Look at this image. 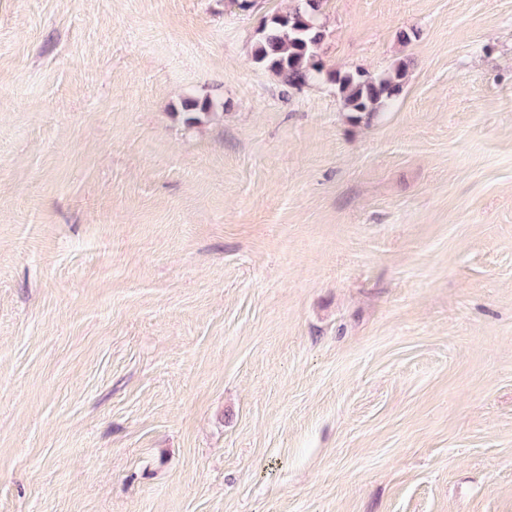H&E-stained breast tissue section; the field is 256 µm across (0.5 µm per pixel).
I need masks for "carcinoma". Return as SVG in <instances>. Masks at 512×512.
I'll return each instance as SVG.
<instances>
[{"label":"carcinoma","mask_w":512,"mask_h":512,"mask_svg":"<svg viewBox=\"0 0 512 512\" xmlns=\"http://www.w3.org/2000/svg\"><path fill=\"white\" fill-rule=\"evenodd\" d=\"M324 0H297L285 14L266 20L258 30L252 57L256 64L273 72L289 88L308 84L322 73L319 50L325 38L320 23ZM409 63L401 60L380 74L363 70L328 73L349 118L370 123L403 92ZM208 99L185 101L186 123L200 125L213 115Z\"/></svg>","instance_id":"carcinoma-1"}]
</instances>
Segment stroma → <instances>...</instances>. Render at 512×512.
Returning a JSON list of instances; mask_svg holds the SVG:
<instances>
[{
  "label": "stroma",
  "instance_id": "obj_1",
  "mask_svg": "<svg viewBox=\"0 0 512 512\" xmlns=\"http://www.w3.org/2000/svg\"><path fill=\"white\" fill-rule=\"evenodd\" d=\"M293 5L0 0V512H512V0ZM297 2L287 13L263 23L252 50L256 64L273 72L288 88L296 89L322 73L319 50L325 38L319 21L325 1ZM409 63L400 60L387 72L371 74L363 70L328 73L349 118L369 124L403 92ZM215 104L208 98L205 99H189L185 101V109L188 112L186 123L189 125H200L207 121L215 112H211Z\"/></svg>",
  "mask_w": 512,
  "mask_h": 512
}]
</instances>
